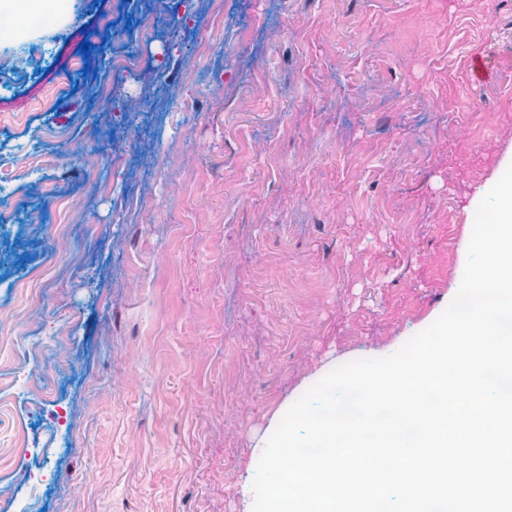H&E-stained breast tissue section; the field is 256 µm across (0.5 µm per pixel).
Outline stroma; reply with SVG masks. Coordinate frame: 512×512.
I'll return each instance as SVG.
<instances>
[{"label": "stroma", "mask_w": 512, "mask_h": 512, "mask_svg": "<svg viewBox=\"0 0 512 512\" xmlns=\"http://www.w3.org/2000/svg\"><path fill=\"white\" fill-rule=\"evenodd\" d=\"M213 7L142 43L150 0L107 33L113 0H54L51 24L0 37V313L51 270L24 350L0 338V395L67 354L0 410V512H252L289 407L461 285L475 197L512 160V0H224L215 35ZM124 51L137 72L104 69ZM102 79L145 108L104 117ZM43 181L73 206L68 247L42 231Z\"/></svg>", "instance_id": "1"}]
</instances>
